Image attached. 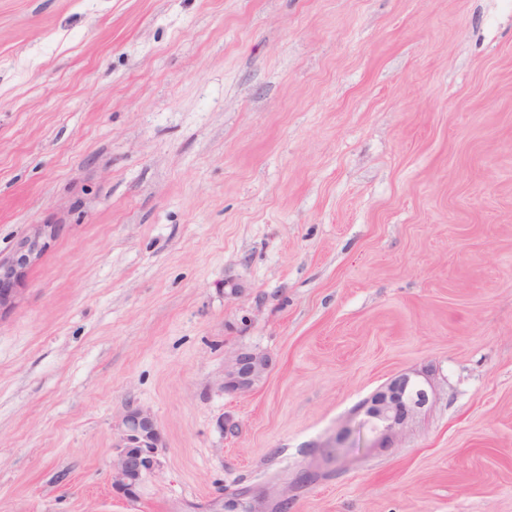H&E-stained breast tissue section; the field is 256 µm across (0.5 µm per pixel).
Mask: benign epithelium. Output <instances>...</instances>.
Segmentation results:
<instances>
[{"label": "benign epithelium", "instance_id": "obj_1", "mask_svg": "<svg viewBox=\"0 0 512 512\" xmlns=\"http://www.w3.org/2000/svg\"><path fill=\"white\" fill-rule=\"evenodd\" d=\"M47 234L36 229L9 262H0V308L14 302L13 285L24 269L41 252L40 240ZM269 368L267 355L255 351H237L225 358L224 373L218 385L221 391L242 393L250 390ZM418 374L401 373L368 397L358 410V427L370 436L369 447L390 448L408 423L429 401L428 392L418 387ZM162 436L154 416L143 409L130 408L123 415L119 436L110 461L112 490L133 498L143 478L159 466Z\"/></svg>", "mask_w": 512, "mask_h": 512}]
</instances>
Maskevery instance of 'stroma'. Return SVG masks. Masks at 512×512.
<instances>
[{
  "mask_svg": "<svg viewBox=\"0 0 512 512\" xmlns=\"http://www.w3.org/2000/svg\"><path fill=\"white\" fill-rule=\"evenodd\" d=\"M37 225L0 512H512V0H0V259ZM404 372L398 446L332 457ZM269 368L266 354L237 351L225 358L224 373L218 385L221 391L242 393L250 390ZM162 436L154 416L130 408L123 415L114 455L110 461L112 490L134 498L143 478L159 466Z\"/></svg>",
  "mask_w": 512,
  "mask_h": 512,
  "instance_id": "35a3bbf8",
  "label": "stroma"
}]
</instances>
